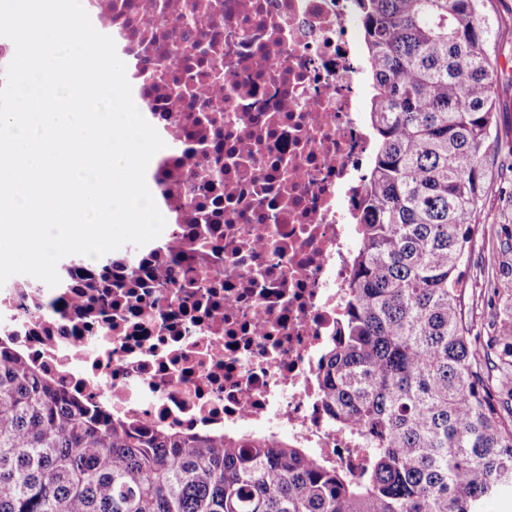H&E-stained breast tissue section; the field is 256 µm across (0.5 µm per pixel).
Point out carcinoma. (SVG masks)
Segmentation results:
<instances>
[{
  "label": "carcinoma",
  "mask_w": 512,
  "mask_h": 512,
  "mask_svg": "<svg viewBox=\"0 0 512 512\" xmlns=\"http://www.w3.org/2000/svg\"><path fill=\"white\" fill-rule=\"evenodd\" d=\"M490 0H356L376 151L316 370L355 471L264 436L129 432L0 346V512H483L512 493V332L466 272L497 138Z\"/></svg>",
  "instance_id": "cac0c4a2"
}]
</instances>
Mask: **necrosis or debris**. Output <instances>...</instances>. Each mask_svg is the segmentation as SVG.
<instances>
[{
    "mask_svg": "<svg viewBox=\"0 0 512 512\" xmlns=\"http://www.w3.org/2000/svg\"><path fill=\"white\" fill-rule=\"evenodd\" d=\"M165 142L164 236L0 286V344L134 432L287 434L350 467L314 375L352 269L354 0H82Z\"/></svg>",
    "mask_w": 512,
    "mask_h": 512,
    "instance_id": "necrosis-or-debris-1",
    "label": "necrosis or debris"
}]
</instances>
